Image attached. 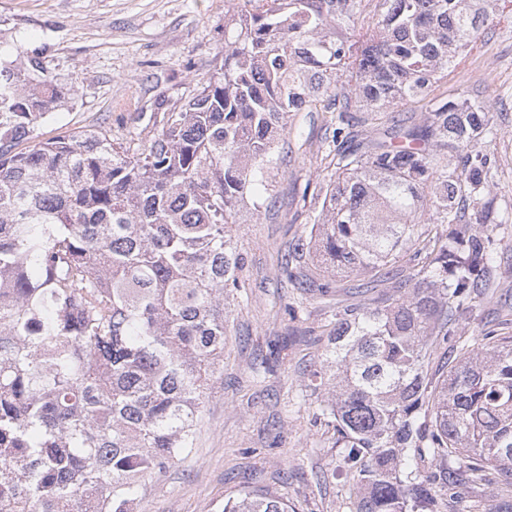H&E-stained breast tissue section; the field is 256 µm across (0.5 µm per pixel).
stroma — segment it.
I'll return each instance as SVG.
<instances>
[{
	"instance_id": "1",
	"label": "stroma",
	"mask_w": 512,
	"mask_h": 512,
	"mask_svg": "<svg viewBox=\"0 0 512 512\" xmlns=\"http://www.w3.org/2000/svg\"><path fill=\"white\" fill-rule=\"evenodd\" d=\"M243 0H0V52L39 54L74 99L37 126L36 141L88 129L126 141L149 139L151 113L193 97L224 58V37ZM479 97L496 135L478 144L493 161L495 203L507 223L491 234L498 269L478 316L461 335L512 336V25L482 28L479 48L436 89ZM288 161L270 211L244 213L236 243L241 285L224 293V359L201 410L192 452L160 479H145L136 512H221L241 491L282 496L295 512H353L358 487L336 437L317 422L323 394L306 372L325 354V325L355 302L358 277L322 274L333 293L302 298L280 266L289 241L308 230L327 172L334 126L327 112L285 118Z\"/></svg>"
}]
</instances>
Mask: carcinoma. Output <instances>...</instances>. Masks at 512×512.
Here are the masks:
<instances>
[{
    "mask_svg": "<svg viewBox=\"0 0 512 512\" xmlns=\"http://www.w3.org/2000/svg\"><path fill=\"white\" fill-rule=\"evenodd\" d=\"M224 61L132 146L106 130L38 143L75 95L36 56L0 59V512H133L142 478L193 448L224 356V290L239 287L245 210L266 209L284 117L336 113L320 211L281 267L386 282L336 308L326 357L333 427L355 512H442L448 493L512 488V336L462 342L494 273L492 135L478 98H429L512 0H245ZM429 99L419 121L405 112ZM382 132L351 148L362 122ZM447 355L433 378L428 364ZM222 512H288L245 491Z\"/></svg>",
    "mask_w": 512,
    "mask_h": 512,
    "instance_id": "cac0c4a2",
    "label": "carcinoma"
}]
</instances>
